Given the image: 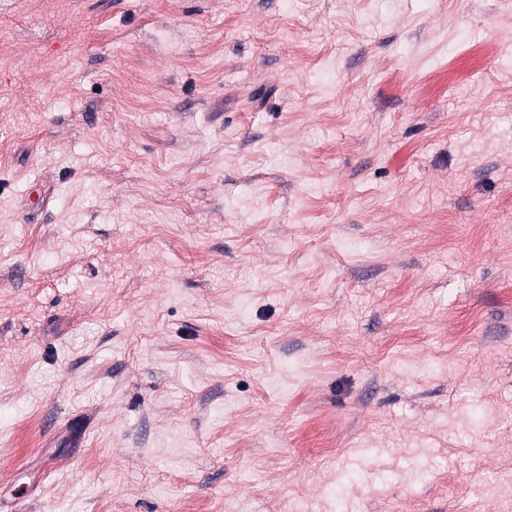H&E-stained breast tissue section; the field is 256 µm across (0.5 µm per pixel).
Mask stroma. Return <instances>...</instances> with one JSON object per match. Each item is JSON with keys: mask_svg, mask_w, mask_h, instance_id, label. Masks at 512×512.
Wrapping results in <instances>:
<instances>
[{"mask_svg": "<svg viewBox=\"0 0 512 512\" xmlns=\"http://www.w3.org/2000/svg\"><path fill=\"white\" fill-rule=\"evenodd\" d=\"M0 512H512V0H0Z\"/></svg>", "mask_w": 512, "mask_h": 512, "instance_id": "1", "label": "stroma"}]
</instances>
